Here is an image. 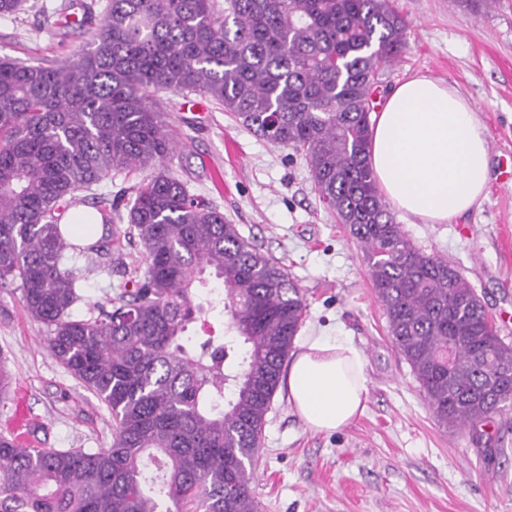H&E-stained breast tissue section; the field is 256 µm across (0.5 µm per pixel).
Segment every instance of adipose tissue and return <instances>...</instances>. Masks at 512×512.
<instances>
[{
  "label": "adipose tissue",
  "mask_w": 512,
  "mask_h": 512,
  "mask_svg": "<svg viewBox=\"0 0 512 512\" xmlns=\"http://www.w3.org/2000/svg\"><path fill=\"white\" fill-rule=\"evenodd\" d=\"M369 165L397 210L445 224L484 198L490 148L470 101L448 83L419 75L395 85L374 114ZM365 368L347 339L305 337L288 367V401L310 429L337 430L365 408Z\"/></svg>",
  "instance_id": "obj_1"
}]
</instances>
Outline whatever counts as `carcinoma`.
Instances as JSON below:
<instances>
[{
    "label": "carcinoma",
    "instance_id": "obj_1",
    "mask_svg": "<svg viewBox=\"0 0 512 512\" xmlns=\"http://www.w3.org/2000/svg\"><path fill=\"white\" fill-rule=\"evenodd\" d=\"M408 32L390 0H108L92 47L62 64L0 57V288L19 284L55 358L113 421L108 448L1 433L0 512H258L253 472L306 299L171 172L160 91L204 94L307 163L440 425L512 410V344L457 268L402 232L367 161L377 75ZM122 169L147 171L127 214L145 268L113 306L77 317L76 262L108 264L62 220ZM206 272L224 288L227 333L188 346Z\"/></svg>",
    "mask_w": 512,
    "mask_h": 512
}]
</instances>
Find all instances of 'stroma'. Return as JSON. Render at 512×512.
Segmentation results:
<instances>
[{
  "label": "stroma",
  "mask_w": 512,
  "mask_h": 512,
  "mask_svg": "<svg viewBox=\"0 0 512 512\" xmlns=\"http://www.w3.org/2000/svg\"><path fill=\"white\" fill-rule=\"evenodd\" d=\"M83 0H27L0 16V56L51 67L88 47L97 25L43 27V11L81 14ZM410 25L402 61L381 69L387 93L425 75L454 86L475 106L490 145L486 199L446 224L397 214L406 236L448 260L490 315L512 318V0H392ZM178 148L170 167L190 193L209 200L262 252L280 260L301 288L307 312L299 336L347 337L366 361L362 414L330 433L311 431L278 390L266 417L255 496L260 512H512V414L477 429L434 419L409 365L397 355L363 252L320 201L311 174L286 150L235 122L208 97L160 93ZM140 179L116 172L78 193L80 207L111 212L93 240L116 264L86 280L74 307L105 303L131 288L141 245L116 194ZM47 329L23 309L17 287L0 290V364L12 389L0 398V432L24 409L41 448H106L112 416L47 347Z\"/></svg>",
  "instance_id": "1"
}]
</instances>
